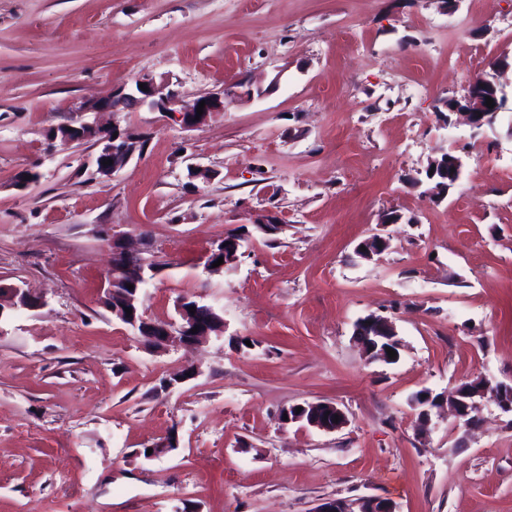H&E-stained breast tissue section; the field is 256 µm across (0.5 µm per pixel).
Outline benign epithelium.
Segmentation results:
<instances>
[{"mask_svg":"<svg viewBox=\"0 0 512 512\" xmlns=\"http://www.w3.org/2000/svg\"><path fill=\"white\" fill-rule=\"evenodd\" d=\"M144 87H135L134 92L122 91L114 94L109 99L96 100L88 103L83 110L94 114L102 112H118L120 110H132L142 105H149L152 109L166 116L179 114L180 122L186 128H197L205 124L213 112L224 111V98L226 93H209L196 99V103L188 110L179 108V93L172 87L167 78L156 79L152 76H144L137 80ZM205 102L202 116H197L199 102ZM461 120L471 129V135L476 137L485 128V125L496 119L502 109L495 106L488 108L486 100L482 96L468 92L457 100L454 108ZM95 134L97 142L95 148V173L102 176H110L123 169L133 156L141 151L143 139L141 136L130 132H119L117 127H106L96 121L84 123L78 127L70 126L63 135V141L76 142L86 139L89 134ZM111 160L113 164L107 165L105 161ZM453 165L456 173H461L462 162L458 157L452 160L439 158L430 161L426 167L424 177L414 176L412 182L420 187L427 185L424 194L439 198L444 196L449 188L441 183V175L448 171V165ZM387 239L374 234L361 242L356 247V253L364 258L371 259L381 254L387 248ZM147 243L142 236L128 237L124 240L112 241V265L108 273V286L104 290L102 301L106 302L104 308L112 317L122 324L132 328L141 337L143 344L154 349H167L169 347L190 346L207 341L210 337L224 335V318L210 305L191 299L188 296L181 297L177 302L179 320L174 322L152 321L142 315L141 304L146 286L160 272L161 266L154 260L143 257ZM244 248L243 242L233 240V246L217 253L223 258V264L206 271L214 274L224 269V266L234 263L239 259V253ZM122 276L132 278L134 285L132 293L123 292L115 294V284ZM44 307V301L30 292L14 286L9 289V304L3 305L0 298V335L4 334V324L1 319L12 317L18 310H33ZM195 308V313H190L189 308ZM132 309V314H127L126 309ZM196 333H191L192 329ZM354 336L360 342L368 355L375 359L392 364L387 349L399 351L400 340L397 338L395 326L386 317L370 314L360 319L355 325ZM490 395L498 407L504 413L512 414V383L507 384L487 376L479 377V385L471 388L467 386L457 387L448 399V405L452 409L457 421L469 424L473 421L471 412L476 408L477 400ZM439 402V397L431 396L425 391L418 397L411 399V403L420 408V418L430 422L431 409ZM288 422L298 423L323 432H335L343 428L347 422L345 412L336 404L324 401L305 402L301 407H290L285 412ZM338 422H333V419ZM313 512H395L394 503L387 498L370 497L361 498L351 505L343 500H333L320 504Z\"/></svg>","mask_w":512,"mask_h":512,"instance_id":"1","label":"benign epithelium"}]
</instances>
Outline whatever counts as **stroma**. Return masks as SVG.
Returning a JSON list of instances; mask_svg holds the SVG:
<instances>
[{
  "label": "stroma",
  "mask_w": 512,
  "mask_h": 512,
  "mask_svg": "<svg viewBox=\"0 0 512 512\" xmlns=\"http://www.w3.org/2000/svg\"><path fill=\"white\" fill-rule=\"evenodd\" d=\"M505 52L512 0H0V283L45 302L0 335V512H512V416L487 397L475 423L443 404L424 430L410 403L512 381V115L476 138L442 116ZM147 75L224 109L194 129L103 114L144 137L111 177L91 144L49 142ZM446 152L462 174L434 201L408 178ZM139 233L162 265L146 317L194 296L223 337L156 352L100 304L113 238ZM231 233L248 252L205 273ZM371 313L396 363L355 341ZM312 401L347 425L282 422ZM354 336L360 342L366 353L371 356L376 353L374 360H381L385 363H395L399 358L401 347L397 338L395 326L386 317L370 314L360 319L355 325ZM361 336H367L365 338ZM386 348H392L397 352V357L390 359ZM358 510H354V506ZM313 512H396L394 503L387 498H361L354 504L333 500L320 504Z\"/></svg>",
  "instance_id": "obj_1"
}]
</instances>
